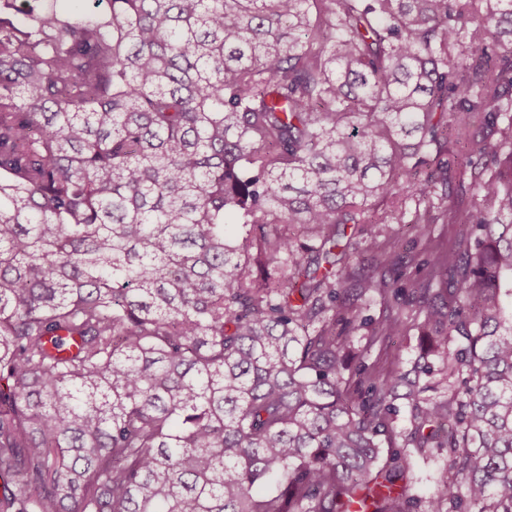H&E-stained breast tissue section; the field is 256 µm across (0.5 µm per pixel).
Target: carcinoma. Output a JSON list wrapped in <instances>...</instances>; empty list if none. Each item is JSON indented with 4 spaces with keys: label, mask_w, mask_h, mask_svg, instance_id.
Masks as SVG:
<instances>
[{
    "label": "carcinoma",
    "mask_w": 512,
    "mask_h": 512,
    "mask_svg": "<svg viewBox=\"0 0 512 512\" xmlns=\"http://www.w3.org/2000/svg\"><path fill=\"white\" fill-rule=\"evenodd\" d=\"M57 2L0 0V512H512V0ZM415 347L416 340L412 336L379 340L372 346L366 362L374 363L379 370H388L397 365L404 367L414 357Z\"/></svg>",
    "instance_id": "obj_1"
}]
</instances>
